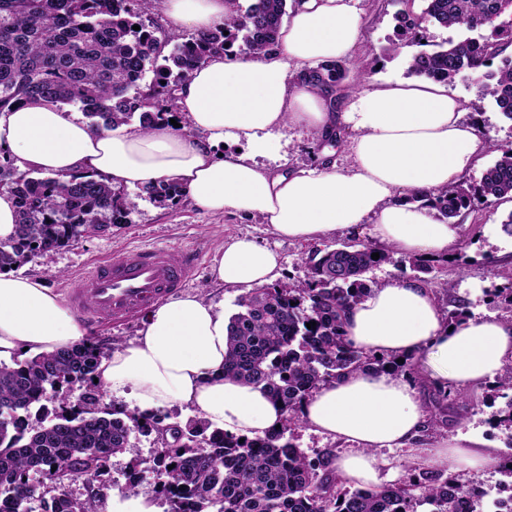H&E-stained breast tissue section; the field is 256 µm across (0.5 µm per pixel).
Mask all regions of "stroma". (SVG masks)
Returning a JSON list of instances; mask_svg holds the SVG:
<instances>
[{
  "label": "stroma",
  "mask_w": 512,
  "mask_h": 512,
  "mask_svg": "<svg viewBox=\"0 0 512 512\" xmlns=\"http://www.w3.org/2000/svg\"><path fill=\"white\" fill-rule=\"evenodd\" d=\"M364 30L354 52L360 88L368 89L386 81H406L410 78V51L392 47L397 0H360ZM450 95L465 105L464 117L478 121L486 137L512 146V122L505 120L490 98L482 96L477 82L458 78L448 87ZM285 144L271 158H259L260 166L278 173L308 168L330 159L345 164L349 152L345 143L319 145L314 134L299 126L284 131ZM131 208L125 218L105 232L88 236L78 243L39 254L23 266L28 276L43 279L60 296H67L70 283L97 264L110 261L112 256L144 247H165L172 254L190 248L199 256L195 276L185 292L223 305L225 314H232L242 296L239 288L219 285L213 277L217 248L230 238L247 235L277 252L281 269L276 284L285 286L302 281L306 268L301 256L327 245L369 239L368 227L355 231L336 230L311 241L286 239L274 234L260 219L235 213L208 215L180 197L157 203L138 190L128 192ZM512 216V202L493 200L479 205L457 218L462 226L460 240L449 257L433 262L429 275L430 288L443 311H450L455 302H463L470 317L501 316L502 311L491 301L494 289L512 282V236L502 230ZM474 407L465 418L455 411H445L444 423L438 432H425L418 446L425 448L437 437L471 434L483 440L487 447L506 453L507 432L493 422L494 413L505 404L493 385L472 388Z\"/></svg>",
  "instance_id": "35a3bbf8"
}]
</instances>
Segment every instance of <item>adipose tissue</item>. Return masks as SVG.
<instances>
[{"label":"adipose tissue","instance_id":"1","mask_svg":"<svg viewBox=\"0 0 512 512\" xmlns=\"http://www.w3.org/2000/svg\"><path fill=\"white\" fill-rule=\"evenodd\" d=\"M358 0H299L271 54L217 56L195 69L177 93L186 124L145 132L97 128L54 104L32 101L0 112V157L23 171L67 178L103 174L114 187L176 182L209 214L260 217L272 231L310 240L336 230L372 227L379 246L411 256L447 254L460 227L407 200L461 182L488 142L463 119L464 104L444 84L385 83L330 107L323 94L297 85L293 70L352 58L362 34ZM168 29L204 31L235 13V0H163ZM297 124L327 139L349 131L350 163L288 173L257 167L251 155L280 148L277 128ZM246 142L250 156L218 155L224 142ZM280 269L277 253L248 237L217 250L214 276L229 287L260 288ZM345 338L376 355L411 356L437 385L466 390L512 365V324L488 317L449 325L430 290L402 279L384 283L348 313ZM85 335L61 296L44 280L0 272V361L19 352L51 353ZM227 323L217 305L184 296L154 306L139 337L100 363L99 384L143 412L186 406L212 427L262 436L285 414L261 388L226 379ZM315 433L349 442L333 463L347 485H382L384 450L412 445L428 416L413 382L402 374L353 371L321 385L301 409ZM428 468L481 475L495 449L469 435L442 438L419 455Z\"/></svg>","mask_w":512,"mask_h":512}]
</instances>
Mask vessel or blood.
Here are the masks:
<instances>
[{
  "label": "vessel or blood",
  "mask_w": 512,
  "mask_h": 512,
  "mask_svg": "<svg viewBox=\"0 0 512 512\" xmlns=\"http://www.w3.org/2000/svg\"><path fill=\"white\" fill-rule=\"evenodd\" d=\"M196 263L190 251L176 257L162 247L123 252L75 281L71 303L92 325L127 321L183 288Z\"/></svg>",
  "instance_id": "1"
}]
</instances>
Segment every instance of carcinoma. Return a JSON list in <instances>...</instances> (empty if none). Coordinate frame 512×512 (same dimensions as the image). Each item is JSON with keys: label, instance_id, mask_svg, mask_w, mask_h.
<instances>
[{"label": "carcinoma", "instance_id": "cac0c4a2", "mask_svg": "<svg viewBox=\"0 0 512 512\" xmlns=\"http://www.w3.org/2000/svg\"><path fill=\"white\" fill-rule=\"evenodd\" d=\"M135 0H0V111L34 99L78 105L94 126L135 125L144 131L174 110L176 91L189 74L216 55L273 51L288 0H250L224 25L190 34L144 23ZM398 0L396 44L421 47L410 71L451 84L465 74L481 82L502 116L512 121V0ZM469 35L423 48L425 24ZM139 29H133V26ZM153 80L140 87L147 71ZM350 67L320 62L295 73L293 81L333 101L355 90ZM496 160L479 178L436 192L414 191L409 200L449 220L490 200H512V147L492 144ZM14 197L15 236L0 242V272L18 268L39 254L70 246L118 223L129 209L124 193L98 174L69 179L21 171L0 162V189ZM164 203L182 196L175 184L142 188ZM379 259H372V254ZM394 251L370 241L316 249L303 257L307 278L288 286L256 288L241 296L228 320L224 377L262 386L286 411L280 430L254 439L218 429L196 417L173 425L176 442L137 454L138 437L163 429L158 413L131 414L123 406L103 407L94 379L107 353L86 337L69 348L0 362V512H28V501L45 488L64 498L63 512H101L112 489L104 479L112 456L132 455L133 471L122 490L136 491L142 474H153L167 512H483L485 488L464 475L443 476L421 468L405 484L373 490L343 488L329 448L309 455L288 438L301 422L303 402L320 385L356 370L401 372L407 363L354 349L344 335L349 310L372 290L366 274L393 262ZM492 300L512 313V282ZM315 326L309 328L307 324ZM80 383L77 398L60 397L53 409L42 404L50 390ZM438 401L469 405L453 387ZM41 416L30 426L32 414ZM98 480L94 492L73 499L64 488L81 473ZM185 489H180V486Z\"/></svg>", "mask_w": 512, "mask_h": 512}]
</instances>
